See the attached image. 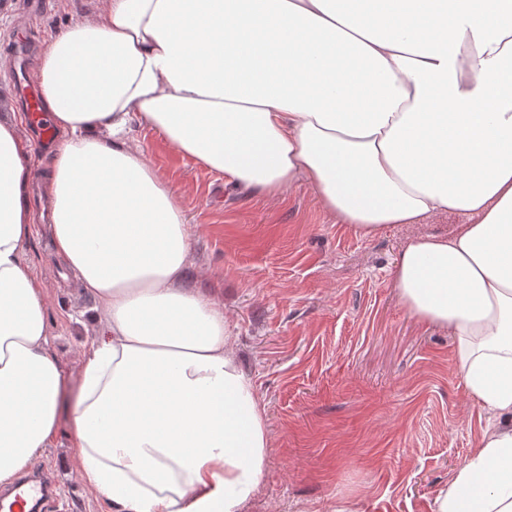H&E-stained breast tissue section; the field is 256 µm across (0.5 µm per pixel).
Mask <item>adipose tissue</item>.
I'll return each instance as SVG.
<instances>
[{
    "label": "adipose tissue",
    "mask_w": 512,
    "mask_h": 512,
    "mask_svg": "<svg viewBox=\"0 0 512 512\" xmlns=\"http://www.w3.org/2000/svg\"><path fill=\"white\" fill-rule=\"evenodd\" d=\"M63 140L46 183L56 250L103 320L71 440L112 512H240L268 463L266 408L224 308L188 287L182 198L131 136L148 127L236 187L305 180L372 239L409 242L393 286L447 329L492 422L434 512H512V0H107L41 51ZM34 147L0 121V485L50 447L67 370L26 263Z\"/></svg>",
    "instance_id": "adipose-tissue-1"
}]
</instances>
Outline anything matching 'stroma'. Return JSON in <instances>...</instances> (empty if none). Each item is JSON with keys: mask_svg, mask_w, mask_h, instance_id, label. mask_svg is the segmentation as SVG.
Returning <instances> with one entry per match:
<instances>
[{"mask_svg": "<svg viewBox=\"0 0 512 512\" xmlns=\"http://www.w3.org/2000/svg\"><path fill=\"white\" fill-rule=\"evenodd\" d=\"M105 0H52L37 45ZM20 0H0V113L15 112L8 53ZM146 161L183 200L190 281L223 305L234 349L267 411L269 456L243 512H433L438 492L476 448L488 413L457 374L446 329L418 321L392 286L413 239L466 223L448 214L394 224L368 239L337 224L310 186L284 199L226 185L156 132L135 128ZM26 263L42 281L51 345L77 389L99 303L56 253L49 224L31 227ZM71 409L40 462L68 512H109L75 465Z\"/></svg>", "mask_w": 512, "mask_h": 512, "instance_id": "35a3bbf8", "label": "stroma"}]
</instances>
